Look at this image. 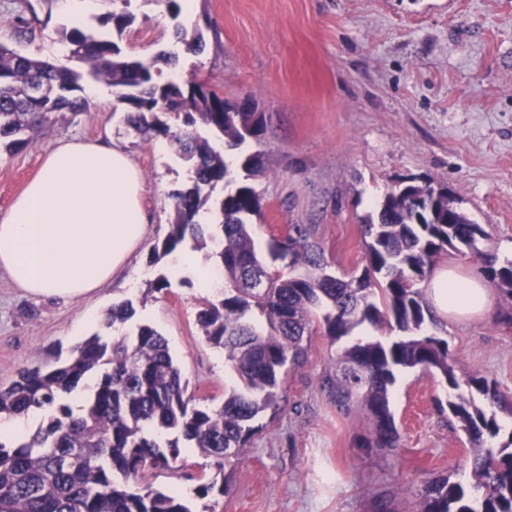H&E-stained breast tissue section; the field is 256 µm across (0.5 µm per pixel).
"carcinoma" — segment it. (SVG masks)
I'll list each match as a JSON object with an SVG mask.
<instances>
[{
    "instance_id": "obj_1",
    "label": "carcinoma",
    "mask_w": 512,
    "mask_h": 512,
    "mask_svg": "<svg viewBox=\"0 0 512 512\" xmlns=\"http://www.w3.org/2000/svg\"><path fill=\"white\" fill-rule=\"evenodd\" d=\"M62 42L84 70L60 69L0 44V150L28 146L54 114L84 111L87 77L112 87L128 104L127 122L135 131L169 136L192 164L193 177L174 195L170 229L153 262L186 244L203 249L219 241L209 258L224 272V299L204 304L197 325L210 345L224 351L241 386L219 405L200 401L188 392L165 337L144 323L132 335L96 333L62 362L22 369L0 387V414L40 412L44 419L28 438L0 436V512H192L178 491L147 482L146 471L172 470L184 461V449L194 448L223 474L243 453L249 423L280 407L282 375L303 361L304 339L318 333L334 342L365 324L385 325L391 336L356 339L322 389L346 414L360 407L371 414L373 427L361 447H398L389 407L395 369L438 373L458 388L447 340L428 330L436 314L423 284L439 256L464 249L477 254L488 283L512 298V262L500 264L477 246L489 233L448 200L446 187L428 177L409 178L384 195L376 219L361 225L367 242L360 275L327 272L315 224H290L285 234L272 236L267 263L251 232L253 218L262 214L254 182L264 173L263 154L239 155V178L224 153L198 133L206 127L238 148L260 135L257 113L224 111V98L204 83H158L156 60L125 55L118 42L85 24L65 30ZM170 113L181 120L177 132L162 120ZM220 183L224 220L208 232L196 217ZM250 268L267 273V288L255 292L241 285ZM134 315L132 302L125 301L112 306L104 324L124 325ZM91 373L98 374L95 388L75 409L70 397ZM469 385L488 406L459 395L448 408L471 445L472 477L484 496L474 501L462 484L438 479L426 487L420 512H512V434L494 444L501 431L494 408L501 397L485 378Z\"/></svg>"
}]
</instances>
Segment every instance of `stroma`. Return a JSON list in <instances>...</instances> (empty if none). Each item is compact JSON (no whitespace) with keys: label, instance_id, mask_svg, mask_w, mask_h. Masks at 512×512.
Listing matches in <instances>:
<instances>
[{"label":"stroma","instance_id":"35a3bbf8","mask_svg":"<svg viewBox=\"0 0 512 512\" xmlns=\"http://www.w3.org/2000/svg\"><path fill=\"white\" fill-rule=\"evenodd\" d=\"M71 7L92 25L113 12L131 15L125 53L178 57L157 62L158 81H204L227 102H252L263 131L243 149L261 151L267 168L257 182L258 245L285 225L314 224L331 272L360 274L363 219L400 179L430 177L490 233L480 249L503 262L512 256V0H195L189 19L171 17L164 0ZM69 25L59 0H0V43L44 60L63 51ZM180 29L200 32L203 51H187ZM126 115L109 90L85 112L53 116L28 148L0 152V215L59 141L105 138L140 167L151 220L126 287L107 283L64 301L32 296L0 270V386L105 333L108 309L129 300L135 322L166 337L190 392L220 402L240 382L196 318L224 291L172 277L168 260H152L169 230L172 195L189 185L192 169L167 136L136 133ZM162 275L167 288L149 291ZM433 332L447 339L459 382L486 377L512 400V299L492 291L485 317L442 318ZM352 342L310 336L305 361L283 379L279 410L254 422L224 493L195 496L213 470L190 449L185 467L150 472L149 481L188 496L193 512H419L426 482L442 476L481 497L467 437L448 410L457 392L440 375L396 371L389 401L399 446L360 447L370 414L344 415L320 386Z\"/></svg>","mask_w":512,"mask_h":512}]
</instances>
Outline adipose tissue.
Segmentation results:
<instances>
[{
	"label": "adipose tissue",
	"instance_id": "adipose-tissue-1",
	"mask_svg": "<svg viewBox=\"0 0 512 512\" xmlns=\"http://www.w3.org/2000/svg\"><path fill=\"white\" fill-rule=\"evenodd\" d=\"M141 174L122 148L61 141L11 209L0 216V269L36 296L75 300L122 279L149 217ZM434 311L456 320L484 315L491 290L455 266L428 283Z\"/></svg>",
	"mask_w": 512,
	"mask_h": 512
}]
</instances>
